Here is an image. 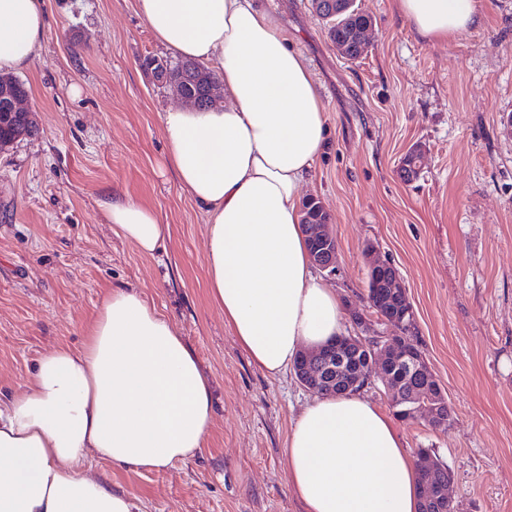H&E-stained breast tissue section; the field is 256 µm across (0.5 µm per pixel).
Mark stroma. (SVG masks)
<instances>
[{
    "label": "stroma",
    "mask_w": 512,
    "mask_h": 512,
    "mask_svg": "<svg viewBox=\"0 0 512 512\" xmlns=\"http://www.w3.org/2000/svg\"><path fill=\"white\" fill-rule=\"evenodd\" d=\"M307 61L328 144L305 188L336 235L346 320L369 314L366 247L398 269L419 346L453 410L448 432L399 421L411 450L454 473L456 512H512V0H478L483 21L422 39L394 0H361L370 45L351 62L310 0H259ZM40 60L20 72L35 129L0 151V400L39 357L81 347L103 297L142 292L194 349L212 382L214 426L197 457L144 470L86 471L141 512H303L288 487L290 419L308 401L293 373L270 377L208 295L206 213L167 160L161 116L181 106L143 61L169 59L135 0H46ZM420 149L422 170L398 168ZM152 208L169 235L142 255L100 207L108 194Z\"/></svg>",
    "instance_id": "35a3bbf8"
}]
</instances>
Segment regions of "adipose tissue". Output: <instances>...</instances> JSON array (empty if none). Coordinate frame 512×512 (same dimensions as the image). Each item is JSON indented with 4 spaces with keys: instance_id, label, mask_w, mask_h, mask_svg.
<instances>
[{
    "instance_id": "ef3b65f1",
    "label": "adipose tissue",
    "mask_w": 512,
    "mask_h": 512,
    "mask_svg": "<svg viewBox=\"0 0 512 512\" xmlns=\"http://www.w3.org/2000/svg\"><path fill=\"white\" fill-rule=\"evenodd\" d=\"M425 39L481 22L477 0H397ZM168 52L219 77L221 105L162 116L181 187L207 214L209 296L239 346L278 377L345 335L340 299L316 275L301 200L328 142L313 74L255 0H136ZM43 0H0V73L39 58ZM108 224L142 253L167 235L154 210L104 202ZM214 423L211 382L172 322L142 294L103 299L82 348L41 356L24 391L0 402V512H139L83 473L87 458L158 469L201 452ZM288 483L305 512H418L416 461L393 420L359 393L322 395L293 418Z\"/></svg>"
}]
</instances>
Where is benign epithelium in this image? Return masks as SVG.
Returning a JSON list of instances; mask_svg holds the SVG:
<instances>
[{"label": "benign epithelium", "instance_id": "obj_1", "mask_svg": "<svg viewBox=\"0 0 512 512\" xmlns=\"http://www.w3.org/2000/svg\"><path fill=\"white\" fill-rule=\"evenodd\" d=\"M22 101L21 97L9 101V111L0 113V122L13 118L19 121L27 119L29 109L22 105ZM303 231L314 245L312 261L315 266L330 274L336 272L337 240L328 225L306 223ZM367 271L375 275L381 272L387 274V287L401 296L404 312L391 319L382 318V321L396 328L389 335L373 329L366 317L358 315L355 317V326L362 333L341 337V343H348L366 355L365 369L359 379L361 387L381 382L392 408L400 415L413 414L418 402L421 389L411 385L413 380L431 387L442 399V404H448L447 397L424 354L403 331L404 325L415 321V313L398 269L371 250L368 253ZM338 361L336 355L320 347L303 352L295 363L293 372L303 387L321 394L328 388V380L336 371ZM447 470V463L433 454L431 461L426 463L421 472V486L426 489L427 495H435L443 502L451 500V497L447 493V486L437 482V475Z\"/></svg>", "mask_w": 512, "mask_h": 512}]
</instances>
